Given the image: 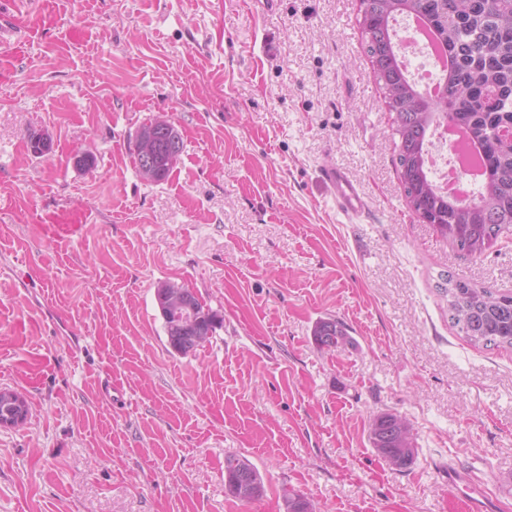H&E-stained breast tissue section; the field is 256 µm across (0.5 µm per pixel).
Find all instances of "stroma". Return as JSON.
I'll return each mask as SVG.
<instances>
[{
	"label": "stroma",
	"instance_id": "35a3bbf8",
	"mask_svg": "<svg viewBox=\"0 0 512 512\" xmlns=\"http://www.w3.org/2000/svg\"><path fill=\"white\" fill-rule=\"evenodd\" d=\"M358 14L359 0H279L262 18L247 0H61L0 80V389L30 404L0 427V512H285L290 489L316 512H460L450 461L512 512V350L468 342L446 292L450 275L512 291V239L474 259L409 208ZM74 26L90 39L70 42ZM156 116L183 147L150 182L132 151ZM328 163L367 218L336 215ZM75 202L93 222L56 248L34 216ZM164 282L223 320L196 351L167 343ZM329 317L352 344H315ZM39 356L52 371L32 387ZM112 373L117 403L99 393ZM381 412L414 428L408 471L368 440ZM230 455L262 498L227 494ZM225 461L228 463H232L233 461H235L237 463V468H240L248 476H252L251 478L245 476L241 482H237L232 487H229L227 486V483H229L232 480V478L236 477V473L226 470L224 468V484L225 486H227V492H230L231 495L239 494L240 496L257 495L263 492V489L258 483V480L253 477L261 476L258 473V471L254 468V466L249 463V461L237 456H227L225 458Z\"/></svg>",
	"mask_w": 512,
	"mask_h": 512
}]
</instances>
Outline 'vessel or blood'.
<instances>
[{"mask_svg":"<svg viewBox=\"0 0 512 512\" xmlns=\"http://www.w3.org/2000/svg\"><path fill=\"white\" fill-rule=\"evenodd\" d=\"M57 13V0H37L35 9H28L25 0H15L9 13L17 35L12 51L0 55V75L11 74L31 45L50 32ZM322 177L338 212L346 219L355 220L366 212V203L356 183L332 165L324 166ZM40 232L60 247L69 246L86 231L91 214L84 207L72 204L44 213L39 218ZM448 486L461 495L464 512H489L480 500L478 487L456 468L448 470Z\"/></svg>","mask_w":512,"mask_h":512,"instance_id":"obj_1","label":"vessel or blood"}]
</instances>
